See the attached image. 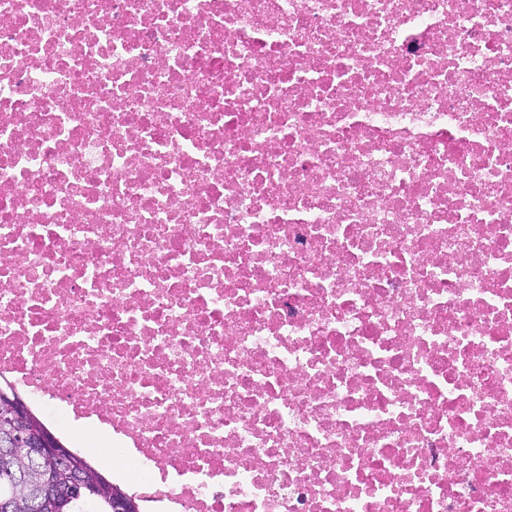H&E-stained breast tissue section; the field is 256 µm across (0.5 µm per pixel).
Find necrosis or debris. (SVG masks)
Returning <instances> with one entry per match:
<instances>
[{
    "instance_id": "necrosis-or-debris-1",
    "label": "necrosis or debris",
    "mask_w": 512,
    "mask_h": 512,
    "mask_svg": "<svg viewBox=\"0 0 512 512\" xmlns=\"http://www.w3.org/2000/svg\"><path fill=\"white\" fill-rule=\"evenodd\" d=\"M0 379L147 512H512V0H0Z\"/></svg>"
}]
</instances>
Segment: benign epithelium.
<instances>
[{
    "label": "benign epithelium",
    "mask_w": 512,
    "mask_h": 512,
    "mask_svg": "<svg viewBox=\"0 0 512 512\" xmlns=\"http://www.w3.org/2000/svg\"><path fill=\"white\" fill-rule=\"evenodd\" d=\"M28 414L23 402L9 396L0 397V458L7 461L15 448L26 449L29 465L11 470L13 481L30 491L29 506L37 510L41 505L57 499L64 493L76 496H93L104 491V485L88 477L80 465L69 458V450L46 433H26ZM47 458L55 459L64 466L66 481L59 483L46 480L31 483V473Z\"/></svg>",
    "instance_id": "7a95c632"
}]
</instances>
